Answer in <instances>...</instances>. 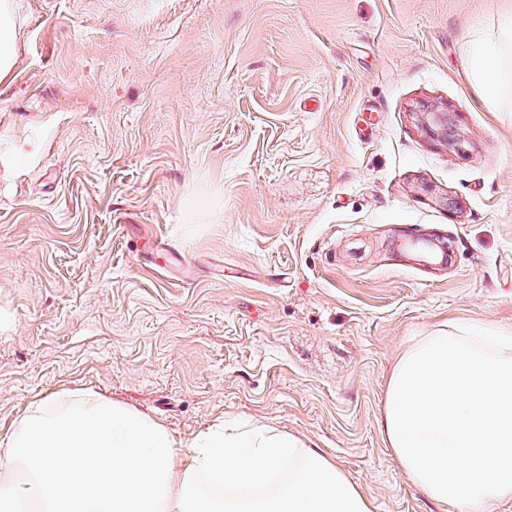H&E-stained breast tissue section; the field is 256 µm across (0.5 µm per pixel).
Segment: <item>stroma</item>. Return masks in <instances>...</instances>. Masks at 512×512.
I'll return each instance as SVG.
<instances>
[{
	"instance_id": "1",
	"label": "stroma",
	"mask_w": 512,
	"mask_h": 512,
	"mask_svg": "<svg viewBox=\"0 0 512 512\" xmlns=\"http://www.w3.org/2000/svg\"><path fill=\"white\" fill-rule=\"evenodd\" d=\"M22 3L0 427L92 388L182 443L217 418L296 435L374 512H441L377 422L413 337L512 332V112L465 53L512 0ZM424 115L423 129L431 136H438L444 140L452 138L455 134L453 122L448 112L430 110Z\"/></svg>"
}]
</instances>
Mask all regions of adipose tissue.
Returning a JSON list of instances; mask_svg holds the SVG:
<instances>
[{"label": "adipose tissue", "instance_id": "ef3b65f1", "mask_svg": "<svg viewBox=\"0 0 512 512\" xmlns=\"http://www.w3.org/2000/svg\"><path fill=\"white\" fill-rule=\"evenodd\" d=\"M19 0H0V79L15 63ZM470 75L497 112H512V14L476 23ZM391 457L432 501L499 512L512 501V335L485 323L408 344L378 421ZM0 512H373L335 461L297 436L218 420L177 449L168 431L93 390L30 403L0 439Z\"/></svg>", "mask_w": 512, "mask_h": 512}]
</instances>
